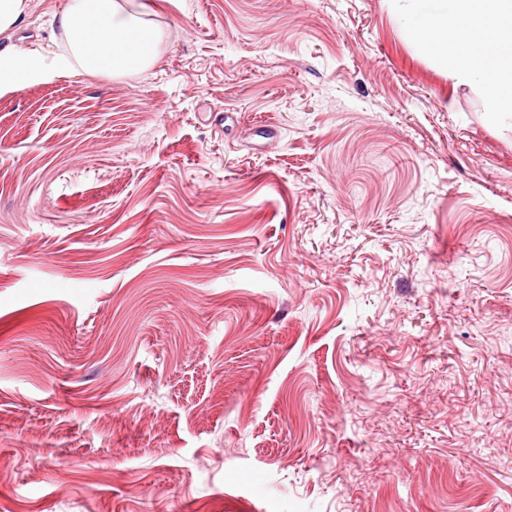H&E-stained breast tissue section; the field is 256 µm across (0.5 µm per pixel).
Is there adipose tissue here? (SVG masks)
<instances>
[{
	"label": "adipose tissue",
	"mask_w": 512,
	"mask_h": 512,
	"mask_svg": "<svg viewBox=\"0 0 512 512\" xmlns=\"http://www.w3.org/2000/svg\"><path fill=\"white\" fill-rule=\"evenodd\" d=\"M134 0H68L55 16L68 36L75 65L87 73L119 75L146 69L158 58L161 36L147 27ZM419 37L449 59L462 85L480 81L490 112L512 117V0H406ZM39 52L25 69L11 49L0 50V94L50 80Z\"/></svg>",
	"instance_id": "obj_1"
}]
</instances>
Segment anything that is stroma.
Segmentation results:
<instances>
[{
	"instance_id": "obj_1",
	"label": "stroma",
	"mask_w": 512,
	"mask_h": 512,
	"mask_svg": "<svg viewBox=\"0 0 512 512\" xmlns=\"http://www.w3.org/2000/svg\"><path fill=\"white\" fill-rule=\"evenodd\" d=\"M155 2L0 96V512H512V120L402 0ZM133 2L68 0L54 21L68 36L73 69L114 76L153 66L161 35L141 18L148 6L138 3L142 11H135Z\"/></svg>"
}]
</instances>
